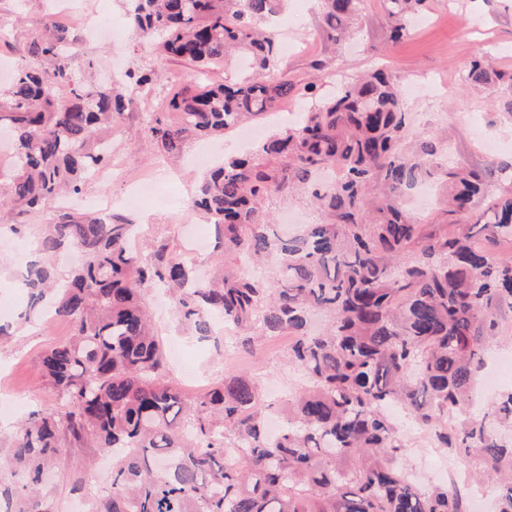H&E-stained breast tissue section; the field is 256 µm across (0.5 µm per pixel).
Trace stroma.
I'll return each mask as SVG.
<instances>
[{
	"label": "stroma",
	"mask_w": 512,
	"mask_h": 512,
	"mask_svg": "<svg viewBox=\"0 0 512 512\" xmlns=\"http://www.w3.org/2000/svg\"><path fill=\"white\" fill-rule=\"evenodd\" d=\"M71 2L87 10L96 23L124 29L122 40L115 43L81 37L70 51L72 71L90 86L113 83L130 101L109 138L112 158L122 164L123 172L96 177L85 185L83 197L111 201L113 213L140 225L144 240L136 251H143L145 242L169 239L202 275L214 277L240 266L206 217L187 206L204 177L203 169L189 162L197 143L187 142L182 155L169 156L149 146L145 127L151 113L164 111L174 85L191 78L206 83L240 80L250 74L247 64L233 57L200 72L190 63L161 55L129 29V0H0V61L35 65L27 53L29 43ZM274 25L278 41L293 44L292 50L278 55L277 69L299 84L315 83L317 95L329 94L328 81L335 74L351 79L376 68L386 69L401 88L422 90V97L406 103L412 114L411 139L440 135L454 153V164L486 173V197L476 202L472 214L460 216V223L486 218L490 199L512 192V115L500 106L503 79L512 75V0H426L409 35L396 42L389 38L382 0H365L360 39L343 46L321 34L316 0H284ZM478 58L501 79L474 92L462 85L460 75ZM318 60L324 61V71L314 69ZM144 70L155 72L156 78L141 85L136 78ZM50 218L47 212L22 214L11 206L0 207V267L5 270L0 278V323L14 322L27 305V293L17 286L13 271ZM143 299L169 354L167 379L185 395H199L228 370L248 373L266 396L274 393L284 399L305 390L300 370L287 361L288 337L261 340L244 353L232 335L216 343L192 337L162 291L147 290ZM70 333L67 323L46 317L24 325L0 344V373L5 376L1 384L16 402L11 414L0 415V437L8 436L31 412L53 404L40 359Z\"/></svg>",
	"instance_id": "1"
}]
</instances>
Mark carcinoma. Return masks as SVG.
Segmentation results:
<instances>
[{"label": "carcinoma", "instance_id": "1", "mask_svg": "<svg viewBox=\"0 0 512 512\" xmlns=\"http://www.w3.org/2000/svg\"><path fill=\"white\" fill-rule=\"evenodd\" d=\"M131 25L160 49L197 66L245 51L253 75L174 91L167 111L148 119L159 149L217 137L262 119L295 83L271 73L276 44L256 22L278 0H131ZM363 0H320L327 39L339 43L361 17ZM425 0H383L390 38L410 30ZM77 36L54 22L30 46L40 66L18 67L0 99V129L13 141L0 169V199L23 212L79 195L110 161L103 132L127 109L112 87H89L69 66ZM492 80L475 60L462 73L471 90ZM410 113L390 75L376 71L342 84L302 112L288 130L246 154H228L204 176L188 207L204 211L224 244L258 265L275 256L271 284L233 270L200 280L189 262L160 243L143 257L130 249L134 225L115 216L60 211L34 243L40 261L19 275L28 289L21 325L54 293L70 338L42 356L52 408L16 429L0 455V512H59L58 481L70 448L113 451L112 474L90 512H464L458 491L421 488L404 461V441L387 409L398 404L428 433L491 483L497 512H512V390L472 410L474 376L512 313V195L496 198L486 224L453 232L426 229L401 207L425 181L443 184L450 216L484 193L483 176L440 157L433 134L411 141ZM339 182L316 183L322 167ZM309 194L321 219L296 235L279 233L265 199ZM74 248L84 262L58 281L48 260ZM170 290L199 340L218 339L214 321L239 333L245 350L288 335V361L308 388L281 405L276 437L268 406L241 372L186 400L163 380L166 354L141 297Z\"/></svg>", "mask_w": 512, "mask_h": 512}]
</instances>
